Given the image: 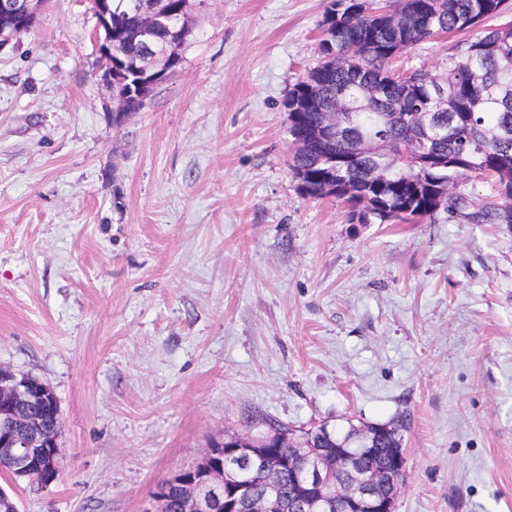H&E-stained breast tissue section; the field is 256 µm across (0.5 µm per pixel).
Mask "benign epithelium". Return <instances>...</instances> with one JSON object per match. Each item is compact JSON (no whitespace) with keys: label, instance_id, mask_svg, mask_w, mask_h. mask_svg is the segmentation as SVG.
Here are the masks:
<instances>
[{"label":"benign epithelium","instance_id":"benign-epithelium-1","mask_svg":"<svg viewBox=\"0 0 512 512\" xmlns=\"http://www.w3.org/2000/svg\"><path fill=\"white\" fill-rule=\"evenodd\" d=\"M43 2L0 0V48L36 26ZM206 2L187 0L186 8L175 19L153 0L131 11L123 9L121 0H90L97 20L102 85L110 92L124 85L129 68L141 75L138 93L141 100H147L153 87L170 72L166 64L150 63L158 33L169 30L175 35L174 46L178 39H188L192 32L191 11ZM115 27L122 32V42L138 44L144 52L128 60L123 51L113 47ZM408 120L415 131L409 149L423 162L433 155L431 144L443 135L444 129L432 112H417ZM353 128L352 113L329 112L311 134L313 139L333 147L326 153L327 180L336 190L347 182L348 164L354 156L336 152L334 147ZM59 419L60 406L49 385L0 365V460L10 462L34 479L43 478L48 485L54 482L62 461ZM386 431L385 427H377L370 436L353 435L350 446L337 455L314 458L304 453L298 431L288 427L270 426L259 437L249 433L226 435L205 448L195 466L179 470L160 483L154 502L164 505L176 493L175 512H326V503L336 494L346 502V512H396L398 488L406 465L404 449L394 451L387 471L372 472L349 486L342 481V471L359 469V450ZM256 458L270 460L264 471L268 484L278 485L289 472L294 491L286 497L256 494L252 480L242 478Z\"/></svg>","mask_w":512,"mask_h":512}]
</instances>
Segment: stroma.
I'll use <instances>...</instances> for the list:
<instances>
[{
    "mask_svg": "<svg viewBox=\"0 0 512 512\" xmlns=\"http://www.w3.org/2000/svg\"><path fill=\"white\" fill-rule=\"evenodd\" d=\"M329 3L210 0L120 126L89 0L0 49V364L62 415L54 483L0 471L19 512H148L224 434L399 420L397 512H512V229L300 193L285 103Z\"/></svg>",
    "mask_w": 512,
    "mask_h": 512,
    "instance_id": "stroma-1",
    "label": "stroma"
}]
</instances>
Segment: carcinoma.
Here are the masks:
<instances>
[{
  "mask_svg": "<svg viewBox=\"0 0 512 512\" xmlns=\"http://www.w3.org/2000/svg\"><path fill=\"white\" fill-rule=\"evenodd\" d=\"M506 9L507 0H401V7L386 16L369 12L365 0H331L319 23L321 60L288 94L289 127L310 132L319 113L335 105L337 91L344 93L342 111L359 116L353 137L343 147H352L360 132L372 129L375 116L393 103L401 112H426L442 98L437 111L447 122L445 137L434 144L444 166L422 178L406 146L410 129L399 118L390 120L385 183L375 180L371 160L351 162L348 177L355 193L346 199L350 209L362 211L381 201L385 217L379 222L396 224L403 220L402 207L417 210L426 201L428 186L438 181L448 187L449 215L476 224L512 222V198L500 190L512 185V20L468 43L450 59L445 76L415 69L403 82L388 77L401 50L472 30ZM313 84L324 90L319 99L309 96ZM323 158L324 146L317 143L291 158L293 177L305 184V196L312 199L328 197ZM471 173L494 188V195L478 207L457 190Z\"/></svg>",
  "mask_w": 512,
  "mask_h": 512,
  "instance_id": "carcinoma-1",
  "label": "carcinoma"
}]
</instances>
